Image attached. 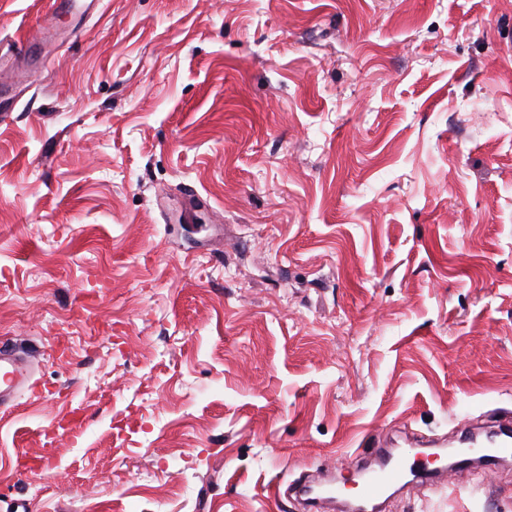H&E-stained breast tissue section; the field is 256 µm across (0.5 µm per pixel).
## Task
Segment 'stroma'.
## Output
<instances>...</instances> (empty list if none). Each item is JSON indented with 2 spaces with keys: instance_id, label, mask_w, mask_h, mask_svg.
Returning a JSON list of instances; mask_svg holds the SVG:
<instances>
[{
  "instance_id": "obj_1",
  "label": "stroma",
  "mask_w": 512,
  "mask_h": 512,
  "mask_svg": "<svg viewBox=\"0 0 512 512\" xmlns=\"http://www.w3.org/2000/svg\"><path fill=\"white\" fill-rule=\"evenodd\" d=\"M52 5L0 0V512H302L512 415V0ZM471 477L385 512H512ZM36 364L8 350H0V408L4 409L28 388ZM417 449L400 448L395 452H385L380 449L378 459L369 464L358 456L345 458L339 465L328 463L325 469L327 478L318 485V489L305 481L297 491L300 495L307 497L306 500L310 502L313 509L311 511H332L335 510L336 502H341L342 506L350 503L349 501H340L343 498V488L337 485L341 481L336 474L356 472L361 476L356 494L359 504L353 505L366 512L375 511L376 503L383 496L394 487L407 482L410 476L412 477L415 472H418L417 457L420 452ZM314 492H316L315 497H308ZM355 508H352L351 512H355Z\"/></svg>"
}]
</instances>
